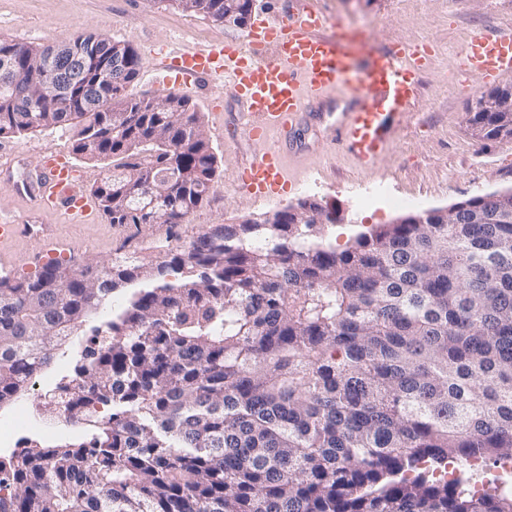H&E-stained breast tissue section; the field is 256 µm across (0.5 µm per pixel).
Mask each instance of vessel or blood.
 Masks as SVG:
<instances>
[{
  "label": "vessel or blood",
  "instance_id": "vessel-or-blood-1",
  "mask_svg": "<svg viewBox=\"0 0 512 512\" xmlns=\"http://www.w3.org/2000/svg\"><path fill=\"white\" fill-rule=\"evenodd\" d=\"M328 25L327 16L308 0L288 23L263 18L240 41L155 44L145 78L153 83L168 73L171 87L183 90L231 85L244 105L248 136L265 145L244 167L240 182L251 197L273 199L291 184L288 157L304 121L314 116L330 123L360 167L370 169L384 155L394 121L420 101L418 75L426 58L417 47L380 52L367 39L350 42L329 34ZM462 65L485 80L512 74V22L495 36H472ZM327 98L347 104V111L313 113V106ZM87 179L62 156L46 154L25 194L41 210L81 223L91 213ZM22 231L43 245L56 240L51 225L22 228L0 213V244Z\"/></svg>",
  "mask_w": 512,
  "mask_h": 512
}]
</instances>
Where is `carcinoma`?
Here are the masks:
<instances>
[{"mask_svg":"<svg viewBox=\"0 0 512 512\" xmlns=\"http://www.w3.org/2000/svg\"><path fill=\"white\" fill-rule=\"evenodd\" d=\"M224 22V0H171ZM64 73L56 106L29 55ZM16 91L0 137L74 131L102 161L92 189L114 224H179L214 188L217 157L193 100L143 111L112 68V39L80 32L32 49L0 38ZM490 139L511 112H475ZM178 168L163 191L154 170ZM296 224H216L155 259L52 260L0 274V405L50 368L112 293L58 387L76 439L30 440L0 460V512H512L448 460L512 462V222L475 197L446 224H382L343 249L332 211Z\"/></svg>","mask_w":512,"mask_h":512,"instance_id":"obj_1","label":"carcinoma"}]
</instances>
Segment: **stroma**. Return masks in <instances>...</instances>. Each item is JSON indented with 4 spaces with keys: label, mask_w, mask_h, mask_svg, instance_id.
I'll use <instances>...</instances> for the list:
<instances>
[{
    "label": "stroma",
    "mask_w": 512,
    "mask_h": 512,
    "mask_svg": "<svg viewBox=\"0 0 512 512\" xmlns=\"http://www.w3.org/2000/svg\"><path fill=\"white\" fill-rule=\"evenodd\" d=\"M317 2L333 25L363 33L375 49L384 51L397 42L432 47L429 64L419 75L421 105L396 120L392 143L374 170H362L320 124L309 136V151L290 160L298 182L280 197L252 200L237 175L264 146L242 130L243 107L232 88L218 92L203 86L192 99L217 156L215 185L206 202L180 224H113L99 210L93 211L89 223L69 224L57 213L36 214L33 203L18 195L16 182L21 175L33 174L41 152L72 157L71 132L45 129L0 138V155L10 163L0 168V211L17 224L42 218L54 225L57 236L56 244L47 247L27 238L8 244L12 260L0 264V274L27 275L53 259L83 264L123 255L141 257L159 243L176 249L212 225L236 224L308 197L345 214V223L325 229L326 237L341 247L368 227L408 215L405 207L357 206V195L373 185L416 198L420 212L512 187V141L476 138L466 123L468 108L489 87L476 82L462 89L465 77L460 70L469 38L496 30L512 16V0ZM79 32L128 43L144 69L151 65L146 46L153 42L205 43L243 36L242 30L183 12L170 0H0V38L38 47Z\"/></svg>",
    "instance_id": "35a3bbf8"
}]
</instances>
